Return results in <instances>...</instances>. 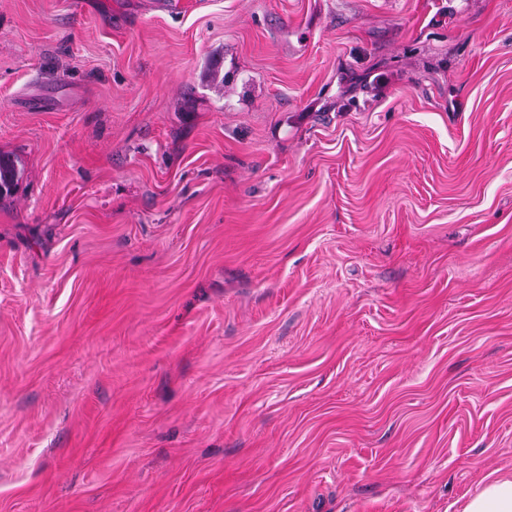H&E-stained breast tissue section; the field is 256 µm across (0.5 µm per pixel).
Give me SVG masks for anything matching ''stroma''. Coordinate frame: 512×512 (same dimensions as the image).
Wrapping results in <instances>:
<instances>
[{
    "instance_id": "35a3bbf8",
    "label": "stroma",
    "mask_w": 512,
    "mask_h": 512,
    "mask_svg": "<svg viewBox=\"0 0 512 512\" xmlns=\"http://www.w3.org/2000/svg\"><path fill=\"white\" fill-rule=\"evenodd\" d=\"M0 0V512H463L512 476V0Z\"/></svg>"
}]
</instances>
